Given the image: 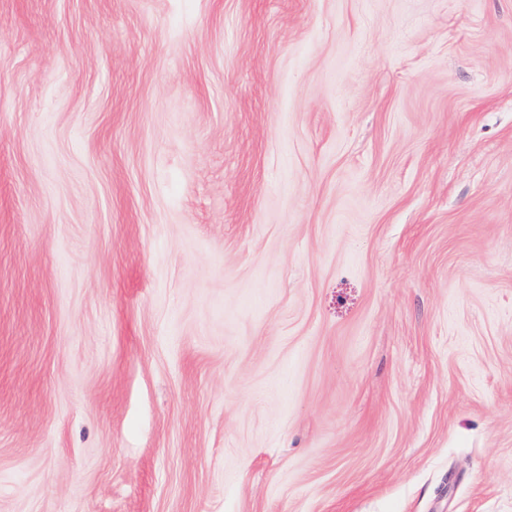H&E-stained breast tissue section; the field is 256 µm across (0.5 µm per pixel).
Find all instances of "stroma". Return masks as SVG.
Listing matches in <instances>:
<instances>
[{
    "label": "stroma",
    "mask_w": 512,
    "mask_h": 512,
    "mask_svg": "<svg viewBox=\"0 0 512 512\" xmlns=\"http://www.w3.org/2000/svg\"><path fill=\"white\" fill-rule=\"evenodd\" d=\"M0 512H512V0H0Z\"/></svg>",
    "instance_id": "stroma-1"
}]
</instances>
